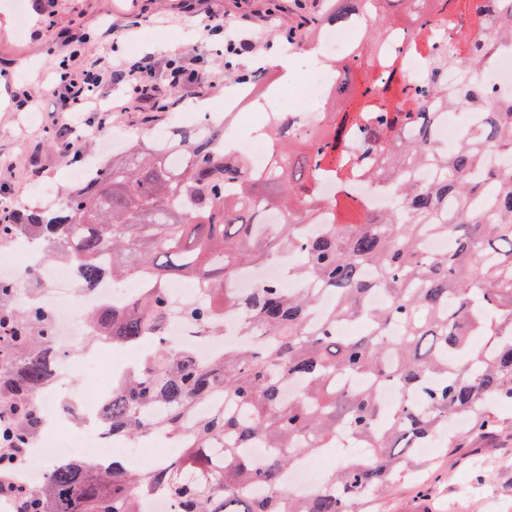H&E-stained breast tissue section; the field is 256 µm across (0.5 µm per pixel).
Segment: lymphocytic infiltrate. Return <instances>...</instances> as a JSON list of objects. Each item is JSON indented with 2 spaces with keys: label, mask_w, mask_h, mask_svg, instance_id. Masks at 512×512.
Instances as JSON below:
<instances>
[{
  "label": "lymphocytic infiltrate",
  "mask_w": 512,
  "mask_h": 512,
  "mask_svg": "<svg viewBox=\"0 0 512 512\" xmlns=\"http://www.w3.org/2000/svg\"><path fill=\"white\" fill-rule=\"evenodd\" d=\"M157 61L149 55L133 61H114L102 57L83 58L81 50L70 51L54 89L58 110L97 111L96 102L104 90L117 87L131 92L135 111L152 112L162 98L195 94L212 86L213 71L188 67L181 53H173L165 65V75H158Z\"/></svg>",
  "instance_id": "f902f5d3"
}]
</instances>
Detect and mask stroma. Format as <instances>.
<instances>
[{"instance_id":"stroma-1","label":"stroma","mask_w":512,"mask_h":512,"mask_svg":"<svg viewBox=\"0 0 512 512\" xmlns=\"http://www.w3.org/2000/svg\"><path fill=\"white\" fill-rule=\"evenodd\" d=\"M323 0H54L50 28L28 25L36 0H0V76L10 92L22 90L39 99L38 112H0V188L10 191L17 214L41 205V193L53 185L69 188L72 161L48 148L49 129L69 123L72 115L55 108L53 76L45 58L63 39L85 37V52L99 57L125 56L128 42L153 53L175 45L199 58L223 77L205 95L217 107L237 75L253 74L256 63L269 64L276 84L289 86L303 57L307 38L292 35L296 9L320 14ZM223 15L224 25L251 33L252 57L230 53L222 39L199 44L191 24L208 13ZM175 111L119 113L110 133L129 140L151 138L172 126ZM499 424L492 432L458 421L455 445L422 456L419 467L397 480L381 500L379 512H512V407L493 402Z\"/></svg>"}]
</instances>
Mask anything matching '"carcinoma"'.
I'll return each instance as SVG.
<instances>
[{
  "label": "carcinoma",
  "mask_w": 512,
  "mask_h": 512,
  "mask_svg": "<svg viewBox=\"0 0 512 512\" xmlns=\"http://www.w3.org/2000/svg\"><path fill=\"white\" fill-rule=\"evenodd\" d=\"M329 2L310 33L326 22L354 26L357 41L331 61L336 81L324 124L308 134L271 131L274 149L262 172L237 142L182 128L169 141L155 135L118 163L103 161L94 192H70L62 214L0 212V242H41L49 258L71 265L83 290L105 275L120 288L150 272L146 292L119 310L89 314L91 337L121 347L158 342L116 383L112 433L179 437L186 448L185 457L151 472L116 459L110 467L66 461L39 489L14 480L44 422L38 397L49 382L52 315L14 308L23 280L0 281V331L10 337L3 349L10 363L0 367V501L12 512H144L143 499L155 493L176 512H369L413 464L415 449L448 432L449 420L469 417L488 428L496 415L487 398L512 402V95L492 99L487 80H473L499 50L512 49V0H497L492 34L456 48L451 36L435 44L447 0H420L404 19L391 16V0ZM394 29L429 52L434 71L454 56L459 86L429 101L424 87L391 76L351 83L353 69ZM448 107L486 115L453 148L432 129L433 111ZM411 126L418 137L402 136ZM352 135L376 155L371 178L406 207L310 231L324 204L321 176L350 182L361 165L347 150ZM48 145L83 161L71 135L51 134ZM172 150L181 155L177 166ZM423 170L431 173L425 182ZM434 237L446 238L448 250L428 251ZM283 250L299 257L296 280H316L335 296L319 319H312L318 288L291 290L278 279L225 292L241 269ZM185 280L212 291V302L187 313L201 334L219 336L214 304L238 318V339L209 361L161 344L168 285ZM375 293L384 300L372 308ZM346 323L360 335L342 334ZM473 336L487 342L475 348ZM386 386L399 393L394 407L381 396ZM215 397L231 408L199 413ZM342 435L363 452L305 493L290 489L298 456L338 448ZM219 441L223 461L212 464ZM253 442L267 448L265 459L250 454Z\"/></svg>",
  "instance_id": "carcinoma-1"
}]
</instances>
